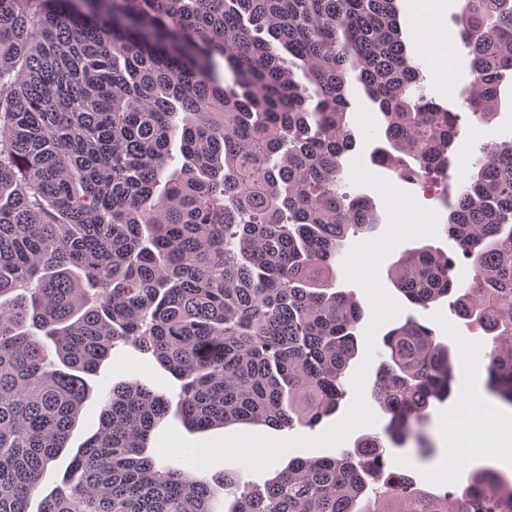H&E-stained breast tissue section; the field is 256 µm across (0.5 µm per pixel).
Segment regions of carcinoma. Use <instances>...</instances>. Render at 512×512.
Listing matches in <instances>:
<instances>
[{
	"label": "carcinoma",
	"instance_id": "obj_1",
	"mask_svg": "<svg viewBox=\"0 0 512 512\" xmlns=\"http://www.w3.org/2000/svg\"><path fill=\"white\" fill-rule=\"evenodd\" d=\"M456 27L474 76L463 108L486 120L512 76V0H466ZM353 79L390 145L373 164L411 179L448 164L461 113L421 92L397 0H0V512H215L218 487L228 512L512 510L490 467L442 495L405 477L368 494L387 446L432 451L429 408L459 384L451 348L414 316L382 336L383 434L292 458L262 487L148 453L171 414L192 432L283 430L340 409L363 311L335 288L336 260L382 223L371 196L341 191ZM474 168L446 220L472 282L428 245L389 278L492 337L486 388L512 406V136ZM120 345L151 355L176 399L112 386L43 493L88 376Z\"/></svg>",
	"mask_w": 512,
	"mask_h": 512
}]
</instances>
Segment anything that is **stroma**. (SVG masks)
Returning <instances> with one entry per match:
<instances>
[{"instance_id": "35a3bbf8", "label": "stroma", "mask_w": 512, "mask_h": 512, "mask_svg": "<svg viewBox=\"0 0 512 512\" xmlns=\"http://www.w3.org/2000/svg\"><path fill=\"white\" fill-rule=\"evenodd\" d=\"M423 16L411 10L410 0H400V24L403 36L409 44L411 54L420 65L426 80L425 92L441 104L460 106L462 90L468 88L472 76L465 65L466 51L463 46H456L453 55L458 61L457 75L454 85L443 86L435 78L437 62L446 55L444 45L434 37L435 29H428L424 35H417L415 26L424 25ZM354 107L351 123L357 136L354 151L346 154L343 164L351 166L354 160H361L369 173L388 182L399 191L413 197L422 208L436 215L435 232L424 239L425 244L437 251L455 258L459 281L468 282L473 277L470 265L458 258L452 242L445 232V221L448 209L445 202L449 195L455 194L463 181L471 174V161L490 150L512 134V80H505L501 86L502 108L494 119L478 121L471 116H463L457 152L465 159L464 164H451L447 173L433 174L418 181H409L399 177L390 169H382L372 165L370 153L374 147L381 145V132L377 116L368 105L361 89H354ZM416 317L430 327L437 340L448 344L452 349L461 345H469L476 353L485 355L491 349V338L477 324L454 316L448 308L447 301L441 300L431 304L430 308L415 309L409 304H402L396 317L397 322H404L407 316ZM138 379L166 392H173L174 385L170 376L163 371L151 356L140 354L130 348H117L112 357L101 366L98 374L91 377L94 388L92 396L85 402L79 420L72 432L67 448L76 452L81 444L99 426L102 408L99 389L120 381ZM459 396H452L448 401L434 403L429 409L426 429L431 438L434 452L431 456L421 458L415 453L413 445L402 449H392L388 454L382 471L383 477L406 474L418 485L442 494L448 490L465 484L469 472L479 466H496L497 460L491 454H449L446 446L445 425L448 413L459 406Z\"/></svg>"}]
</instances>
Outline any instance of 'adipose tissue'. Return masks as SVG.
Here are the masks:
<instances>
[{
	"label": "adipose tissue",
	"instance_id": "obj_1",
	"mask_svg": "<svg viewBox=\"0 0 512 512\" xmlns=\"http://www.w3.org/2000/svg\"><path fill=\"white\" fill-rule=\"evenodd\" d=\"M488 398L481 388H473L466 407L452 410L448 415V447H466L468 438H476L486 453H497L512 462V414L501 413L496 420L485 419Z\"/></svg>",
	"mask_w": 512,
	"mask_h": 512
}]
</instances>
